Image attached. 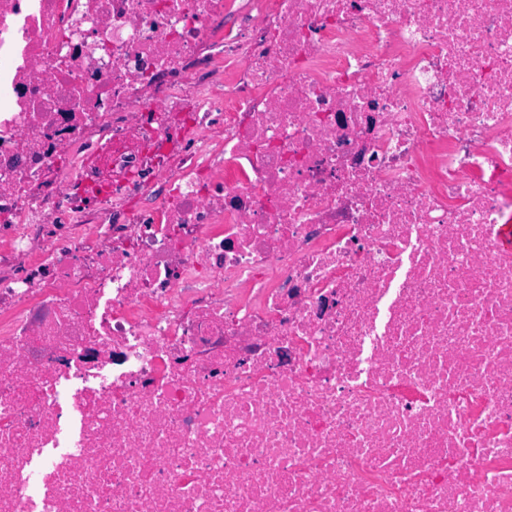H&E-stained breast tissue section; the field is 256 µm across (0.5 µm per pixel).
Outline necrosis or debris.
<instances>
[{"mask_svg": "<svg viewBox=\"0 0 512 512\" xmlns=\"http://www.w3.org/2000/svg\"><path fill=\"white\" fill-rule=\"evenodd\" d=\"M512 0H0V512H512Z\"/></svg>", "mask_w": 512, "mask_h": 512, "instance_id": "necrosis-or-debris-1", "label": "necrosis or debris"}]
</instances>
